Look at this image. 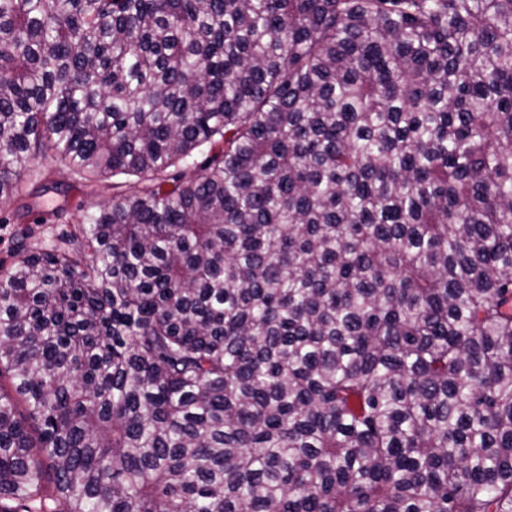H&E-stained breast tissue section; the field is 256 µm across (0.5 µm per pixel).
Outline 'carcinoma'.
Masks as SVG:
<instances>
[{
  "instance_id": "1",
  "label": "carcinoma",
  "mask_w": 512,
  "mask_h": 512,
  "mask_svg": "<svg viewBox=\"0 0 512 512\" xmlns=\"http://www.w3.org/2000/svg\"><path fill=\"white\" fill-rule=\"evenodd\" d=\"M41 157L0 512H512V0H0ZM35 172L32 174V182L41 180L56 181L62 183L64 192L48 193L36 199V205L30 215L22 220L21 224L15 222L13 202L0 203V219H10L9 224H0V263L9 266L16 260L14 255L13 238L19 228L30 227L35 233L33 243H39L45 248V244H53L58 233L72 224H39L41 221L53 219L52 213L64 209L68 214L80 212L77 207L82 205L85 209L93 210L98 205L109 203L112 200V188L110 181H97L85 186L86 181L76 178L62 169L51 158L38 159L34 162Z\"/></svg>"
}]
</instances>
